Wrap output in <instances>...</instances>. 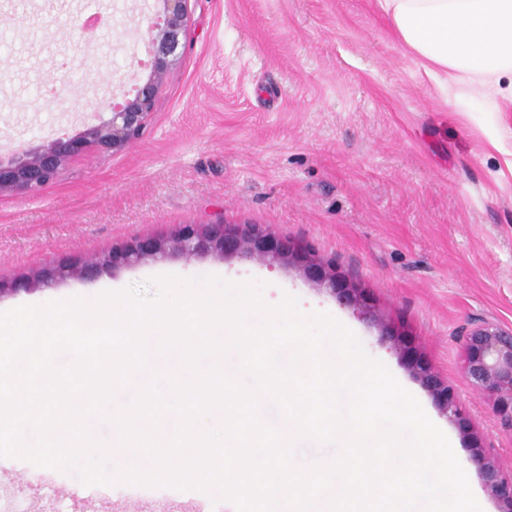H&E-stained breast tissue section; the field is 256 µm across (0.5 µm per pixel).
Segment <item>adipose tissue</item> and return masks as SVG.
Here are the masks:
<instances>
[{
    "label": "adipose tissue",
    "instance_id": "adipose-tissue-1",
    "mask_svg": "<svg viewBox=\"0 0 512 512\" xmlns=\"http://www.w3.org/2000/svg\"><path fill=\"white\" fill-rule=\"evenodd\" d=\"M399 38L438 80L512 100V0H380Z\"/></svg>",
    "mask_w": 512,
    "mask_h": 512
}]
</instances>
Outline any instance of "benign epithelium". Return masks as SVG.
<instances>
[{
  "label": "benign epithelium",
  "instance_id": "1",
  "mask_svg": "<svg viewBox=\"0 0 512 512\" xmlns=\"http://www.w3.org/2000/svg\"><path fill=\"white\" fill-rule=\"evenodd\" d=\"M189 2L159 0L158 19L148 23L146 28L151 49L150 76L133 98L112 106L110 119L90 125L74 137L59 135L35 149L8 158L0 156V196L37 194L54 183L73 158L91 150L116 155L141 136L160 86L181 59L182 41L189 26ZM171 252L224 260L245 257L295 269L309 281L329 289L340 304L356 311L363 320L379 327L400 354L407 350L401 333L394 330L389 318L369 304L364 289L348 279L336 265L322 261L311 248L256 225L222 221L184 224L172 236L133 239L84 264L45 268L36 278L21 282L0 280V297L68 278L91 279L104 269L157 260ZM461 340L464 369L472 386L492 402L501 423L512 429V326L477 318L462 328ZM407 365L446 417L463 420L454 393L431 367L411 357ZM475 464L481 483L500 504V512H512V471H504L492 455L481 448Z\"/></svg>",
  "mask_w": 512,
  "mask_h": 512
}]
</instances>
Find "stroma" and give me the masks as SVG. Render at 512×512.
I'll list each match as a JSON object with an SVG mask.
<instances>
[{"mask_svg":"<svg viewBox=\"0 0 512 512\" xmlns=\"http://www.w3.org/2000/svg\"><path fill=\"white\" fill-rule=\"evenodd\" d=\"M158 0H0V156L109 119L143 84L137 27ZM182 60L142 137L73 159L36 195L0 196V280L85 261L138 237L223 218L311 245L357 278L407 346L453 389L450 421L380 330L296 271L178 254L0 297V311L93 297L110 283L211 274L264 283L326 313L381 360L448 436L483 512L477 447L512 470V431L471 386L460 331L512 325V103L462 83L441 91L378 0H191ZM236 512L171 487L82 486L70 473L0 458V512Z\"/></svg>","mask_w":512,"mask_h":512,"instance_id":"stroma-1","label":"stroma"}]
</instances>
